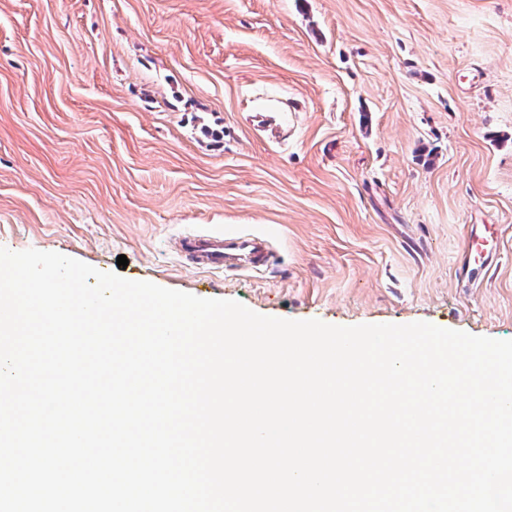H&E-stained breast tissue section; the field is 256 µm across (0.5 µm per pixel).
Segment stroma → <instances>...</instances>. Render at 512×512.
<instances>
[{"label": "stroma", "instance_id": "1", "mask_svg": "<svg viewBox=\"0 0 512 512\" xmlns=\"http://www.w3.org/2000/svg\"><path fill=\"white\" fill-rule=\"evenodd\" d=\"M196 229L276 258L197 271L172 247ZM0 246L512 339V0H0ZM487 247L488 239L472 230L468 236L466 248L459 260V273L469 278L475 266L483 267Z\"/></svg>", "mask_w": 512, "mask_h": 512}]
</instances>
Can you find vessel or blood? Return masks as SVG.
Here are the masks:
<instances>
[{
  "instance_id": "b4317fda",
  "label": "vessel or blood",
  "mask_w": 512,
  "mask_h": 512,
  "mask_svg": "<svg viewBox=\"0 0 512 512\" xmlns=\"http://www.w3.org/2000/svg\"><path fill=\"white\" fill-rule=\"evenodd\" d=\"M178 252L193 268L203 272L238 269L248 264L250 269L267 268L273 258V247L268 236L233 231L189 232L177 239ZM488 240L477 232H470L466 248L459 260L458 271L470 276L475 267L483 265Z\"/></svg>"
}]
</instances>
